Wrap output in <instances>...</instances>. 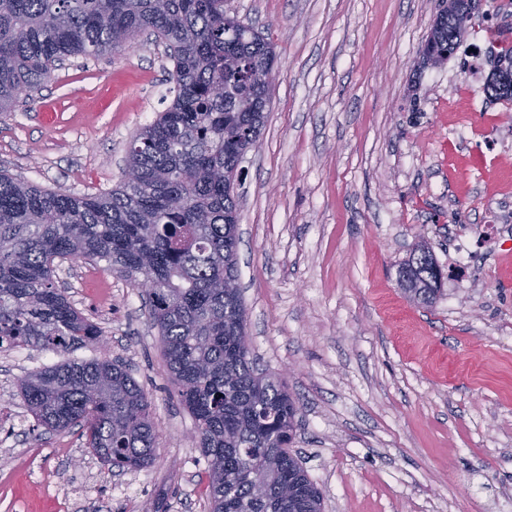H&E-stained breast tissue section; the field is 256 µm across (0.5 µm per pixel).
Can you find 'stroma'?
<instances>
[{
    "label": "stroma",
    "mask_w": 512,
    "mask_h": 512,
    "mask_svg": "<svg viewBox=\"0 0 512 512\" xmlns=\"http://www.w3.org/2000/svg\"><path fill=\"white\" fill-rule=\"evenodd\" d=\"M501 2L482 0L479 29L421 70L438 0H224L275 52L235 188L252 358L300 409L292 450L323 512H512V111L484 93L491 42L512 40ZM170 67L144 36L69 58L0 112V171L77 196L116 188L130 141L173 98ZM421 242L445 274L429 306L398 284ZM55 281L103 331L68 356L119 361L149 392L156 458L115 473L78 429L37 426L20 382L68 356L2 349L0 512H209L141 290L101 262L58 261Z\"/></svg>",
    "instance_id": "obj_1"
}]
</instances>
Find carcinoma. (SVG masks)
I'll return each instance as SVG.
<instances>
[{"mask_svg": "<svg viewBox=\"0 0 512 512\" xmlns=\"http://www.w3.org/2000/svg\"><path fill=\"white\" fill-rule=\"evenodd\" d=\"M472 23L453 11L432 27L445 62ZM145 32L165 45L174 98L131 141L138 181L77 197L0 172V349L65 352L100 328L54 281L55 260L107 263L134 286L159 331L180 403L195 420L209 512H322L323 497L289 450L299 408L250 358L237 289V202L224 185L265 124L271 42L224 11V0H0V112L73 55L121 54ZM512 71V45L490 51ZM400 276L424 304L441 271L425 247ZM21 395L36 424L82 428L103 464L149 467L156 434L149 393L108 358L29 373Z\"/></svg>", "mask_w": 512, "mask_h": 512, "instance_id": "carcinoma-1", "label": "carcinoma"}]
</instances>
